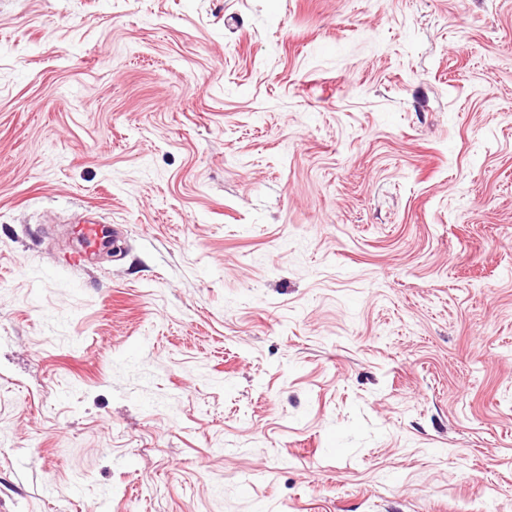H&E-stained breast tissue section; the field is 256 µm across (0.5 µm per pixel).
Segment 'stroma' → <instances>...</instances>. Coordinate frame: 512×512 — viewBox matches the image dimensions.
<instances>
[{
    "label": "stroma",
    "mask_w": 512,
    "mask_h": 512,
    "mask_svg": "<svg viewBox=\"0 0 512 512\" xmlns=\"http://www.w3.org/2000/svg\"><path fill=\"white\" fill-rule=\"evenodd\" d=\"M0 512H512V0H0ZM77 234L83 243V250L79 255H74L68 262L69 266H79L82 257L94 250L104 239L105 229L101 224H82L78 227Z\"/></svg>",
    "instance_id": "stroma-1"
}]
</instances>
